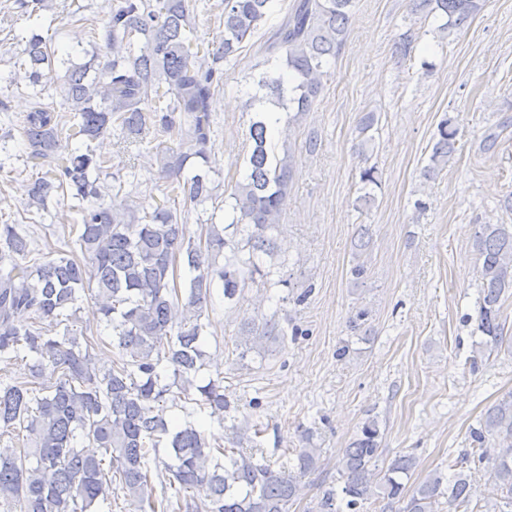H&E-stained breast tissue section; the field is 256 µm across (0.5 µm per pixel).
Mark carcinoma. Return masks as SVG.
Returning a JSON list of instances; mask_svg holds the SVG:
<instances>
[{
	"mask_svg": "<svg viewBox=\"0 0 512 512\" xmlns=\"http://www.w3.org/2000/svg\"><path fill=\"white\" fill-rule=\"evenodd\" d=\"M15 2L29 20L46 8L44 0ZM283 4L222 0L224 37L210 43L195 31L191 0H112L102 25L86 19L100 51L88 62L76 48L61 56L48 50L36 23L16 37L13 70L0 83L24 85L31 101L19 124L22 150L39 168L30 204L44 210L66 197L76 218L64 232L65 249L46 254L30 230L0 224V369L30 361L28 380L0 383V437H8L0 446L3 512H97L115 480L135 512H289L301 497V478L321 449L301 448L295 465L276 469L242 448L211 447L190 421L197 412L224 421V377L206 350L213 335L207 302L217 281L234 299L259 271V256L273 250L266 231L281 224L294 168L289 148L278 151L266 124L253 119L246 173L228 196L218 195L210 178L217 136L211 101L222 85L221 64L236 60ZM354 4L294 0L259 45L264 70L247 106L257 112L270 105L290 122L309 111ZM480 9V0H412V11L438 21L441 34L464 28ZM55 64L63 77L52 88L42 83V69ZM458 134L449 120L439 123L424 178L447 166ZM107 137L117 138L120 153L134 146L137 157L158 164L164 185L150 209L134 200L122 209L104 202L111 159L93 143ZM181 201L196 209V237ZM241 224L253 228L246 258L225 234ZM475 248L478 329L486 336L482 353L491 356L512 348L502 319L512 296V224L482 225ZM182 266L190 274L185 287ZM87 299L97 322L112 328L118 358L107 372L90 352L104 342L99 329H70ZM281 335L272 317L255 330V342ZM49 367L59 373L52 385L43 382ZM181 398L188 419L176 424L167 402L176 407ZM471 440L459 460L468 473L445 490L436 471L409 490L417 458L402 455L378 468L383 449L372 419L345 450L343 486L324 490L317 512H364L370 500L375 512H437L445 495L452 512H477L472 474L486 463L496 498L484 512H512V393L487 409ZM156 478L174 497L156 495Z\"/></svg>",
	"mask_w": 512,
	"mask_h": 512,
	"instance_id": "obj_1",
	"label": "carcinoma"
}]
</instances>
